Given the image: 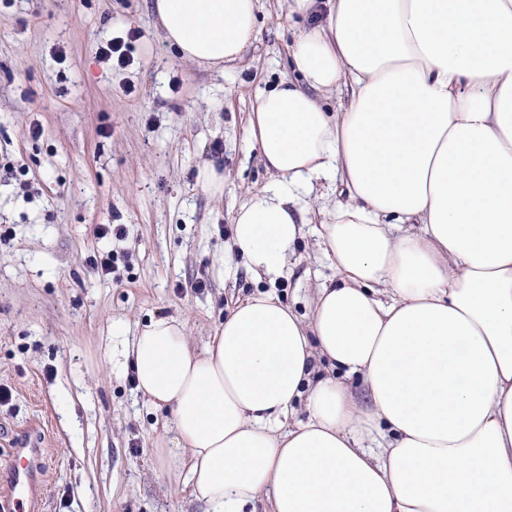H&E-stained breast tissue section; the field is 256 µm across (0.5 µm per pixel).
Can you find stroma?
Instances as JSON below:
<instances>
[{
  "mask_svg": "<svg viewBox=\"0 0 512 512\" xmlns=\"http://www.w3.org/2000/svg\"><path fill=\"white\" fill-rule=\"evenodd\" d=\"M303 24L288 0H260L254 44L220 72L164 42L153 0H0V155L24 170L0 176V388L12 393L0 476L16 438L37 430L46 482L34 512H202L160 475L164 414L109 352L170 316L202 350L238 300L272 290L304 315L333 277L311 224L276 283L224 254L235 211L271 181L248 115L287 77ZM131 27L133 64L100 65L98 43ZM205 161L223 170V196L198 183ZM102 224L122 236L100 237ZM108 251L117 270L103 279L89 261Z\"/></svg>",
  "mask_w": 512,
  "mask_h": 512,
  "instance_id": "obj_1",
  "label": "stroma"
}]
</instances>
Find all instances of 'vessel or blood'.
I'll use <instances>...</instances> for the list:
<instances>
[{"label":"vessel or blood","instance_id":"1","mask_svg":"<svg viewBox=\"0 0 512 512\" xmlns=\"http://www.w3.org/2000/svg\"><path fill=\"white\" fill-rule=\"evenodd\" d=\"M41 472L40 449L20 439L8 467L7 489L0 493V512H26L27 504L34 500Z\"/></svg>","mask_w":512,"mask_h":512}]
</instances>
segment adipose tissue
<instances>
[{
	"instance_id": "1",
	"label": "adipose tissue",
	"mask_w": 512,
	"mask_h": 512,
	"mask_svg": "<svg viewBox=\"0 0 512 512\" xmlns=\"http://www.w3.org/2000/svg\"><path fill=\"white\" fill-rule=\"evenodd\" d=\"M258 7L153 2L169 46L220 69ZM288 9L309 20L292 74L247 121L273 180L235 212L229 251L276 282L302 196L337 179L348 200L317 230L335 274L305 317L247 297L200 354L179 319L143 326L121 357L168 414L154 457L204 512H512V0Z\"/></svg>"
}]
</instances>
